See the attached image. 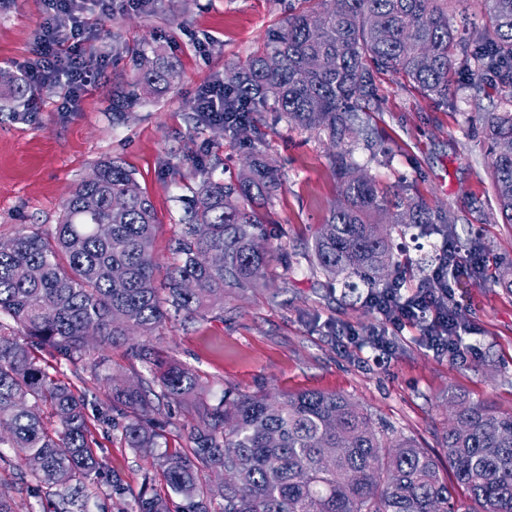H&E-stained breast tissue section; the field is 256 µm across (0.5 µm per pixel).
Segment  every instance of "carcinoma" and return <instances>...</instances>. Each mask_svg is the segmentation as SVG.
Returning <instances> with one entry per match:
<instances>
[{"label": "carcinoma", "mask_w": 512, "mask_h": 512, "mask_svg": "<svg viewBox=\"0 0 512 512\" xmlns=\"http://www.w3.org/2000/svg\"><path fill=\"white\" fill-rule=\"evenodd\" d=\"M454 0H319V7L288 19L268 49L224 74V123L242 129L268 106L288 122L325 136L336 150L341 201L320 225L308 262L340 279L350 291L386 287L400 275L384 225L414 224L455 235L453 219L402 191L389 200L367 175L350 177L360 127L359 112L377 102L373 71L403 77L425 97L448 102V74L460 64L467 83L481 89L485 76L508 93L500 112H482L498 211L512 224V0H488L485 25L461 34L448 5ZM278 60L270 67L269 61ZM177 77L173 66H149L142 83L152 87ZM0 83L23 99L20 78L0 72ZM276 170L250 156L236 181H203L184 218L173 250L178 262L164 287L153 277L158 217L133 173L100 161L63 205L52 237L19 234L0 243V314L15 324L0 332V446L25 464L32 491L52 498L54 512H86V480L100 470L85 413V397L37 364L32 349L52 347L60 359L85 360L86 337L99 344L129 340V330L151 336L172 309L202 316L224 297L256 285L273 260L255 250L262 215L253 207L277 188ZM107 224V235L98 225ZM218 251L221 266L200 255ZM131 358L150 378L136 387L109 376L110 400L101 412L128 413L127 447L158 448L163 429L151 410L175 402L194 404L198 421L191 447L162 457L170 493L181 512H512V412L450 397L454 422L442 438L448 470L469 495L454 501L437 458L402 434L387 436L370 417L335 392L238 394L216 404L189 367L152 358L145 344ZM48 407L55 424L41 415ZM231 471L229 484L201 474ZM137 512H171L169 498L143 491Z\"/></svg>", "instance_id": "obj_1"}]
</instances>
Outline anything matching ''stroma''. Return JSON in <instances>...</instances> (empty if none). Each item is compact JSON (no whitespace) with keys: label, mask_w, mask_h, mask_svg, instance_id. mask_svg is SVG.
Masks as SVG:
<instances>
[{"label":"stroma","mask_w":512,"mask_h":512,"mask_svg":"<svg viewBox=\"0 0 512 512\" xmlns=\"http://www.w3.org/2000/svg\"><path fill=\"white\" fill-rule=\"evenodd\" d=\"M304 0H112L111 15L87 5L90 35L83 48L99 71L74 112L61 109L65 84L16 100L0 86V241L17 234L51 236L62 204L97 162L114 160L132 171L159 218L155 277L165 282L171 242L205 178L233 181L246 157L261 154L276 170L278 187L265 209V245L274 254L259 285L225 298L223 308L187 320L174 314L146 342L158 354L193 369L215 404L223 395L326 391L343 394L379 430L403 434L436 456L450 422L449 393L512 412V288L498 283L512 270V224L497 213L477 113L499 109L493 84L474 94L452 75L454 105L421 96L402 78L375 74L379 108L362 115L364 131L353 159L385 190L408 189L455 219L462 245L480 242L484 266L469 271L453 296L470 325L472 352L436 354L406 327L391 360L375 362L360 346L375 313L339 282L312 268L306 255L316 230L335 206L340 183L333 150L315 133L289 125L273 109L255 113L256 133L202 120L198 93L223 79L228 65L265 50L271 35ZM45 0H0V71L18 75L31 57ZM172 62L178 77L159 89L141 83L143 58ZM403 281L427 277L424 258L439 239L410 228L393 235ZM355 341L337 336V329ZM35 356L49 373L89 401L88 427L98 444L100 477L89 480L90 512H136L144 488L166 494L157 459L190 445L192 406L170 405L160 420L165 437L145 455L127 448L125 418L98 419L109 389L105 376L129 383L146 375L128 346L90 344L87 359L60 362L48 347ZM99 363L91 372V363ZM14 453L0 461V496L18 512H48Z\"/></svg>","instance_id":"obj_1"}]
</instances>
